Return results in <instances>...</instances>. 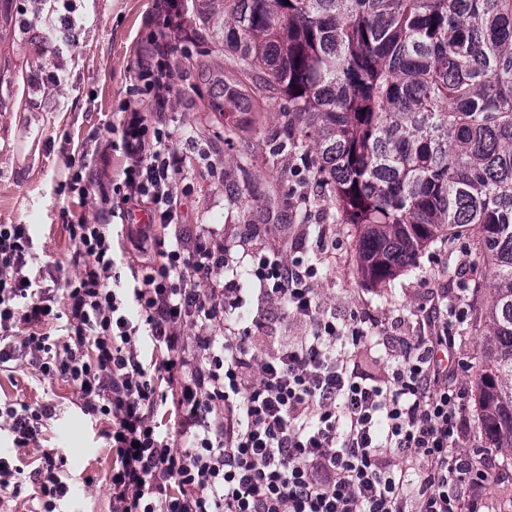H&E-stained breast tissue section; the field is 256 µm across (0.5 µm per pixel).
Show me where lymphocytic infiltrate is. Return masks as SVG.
I'll return each mask as SVG.
<instances>
[{
  "mask_svg": "<svg viewBox=\"0 0 512 512\" xmlns=\"http://www.w3.org/2000/svg\"><path fill=\"white\" fill-rule=\"evenodd\" d=\"M188 2L168 0L136 61L128 94L154 113L130 110L113 130L128 165L104 222L70 226L84 262L64 283L62 308L25 272L28 225L0 224V366L30 356L42 375H64L89 412L111 417L112 512H491L456 349L465 298L421 307L427 333L383 337L387 363L370 379L350 367L366 317L337 318L315 292L316 265L301 258L242 252L251 280L237 288L223 281L229 249L177 233L122 279L125 252L111 221L131 220L138 203L149 205L152 223L182 221L174 187L189 160L166 110L176 82L171 43L196 48ZM277 304L302 335L260 336ZM243 308L251 326L224 322ZM47 319L69 326L63 352L47 336L20 333ZM190 323L203 335L187 338ZM216 324L223 335H209ZM167 404L174 423L164 428L156 415ZM54 414L49 404L0 408L19 448ZM24 474L39 486L42 512H57L69 487L53 457L27 473L0 455V478H13V491Z\"/></svg>",
  "mask_w": 512,
  "mask_h": 512,
  "instance_id": "1",
  "label": "lymphocytic infiltrate"
}]
</instances>
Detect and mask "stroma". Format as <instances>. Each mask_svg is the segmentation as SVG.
Here are the masks:
<instances>
[{"label": "stroma", "mask_w": 512, "mask_h": 512, "mask_svg": "<svg viewBox=\"0 0 512 512\" xmlns=\"http://www.w3.org/2000/svg\"><path fill=\"white\" fill-rule=\"evenodd\" d=\"M161 2L73 0L74 43L59 53L60 23L37 0H0V15L9 25L0 44V224L29 225L31 274L40 287H61L76 274L77 248L66 224L81 217L100 220L102 200L111 196L125 165L111 147V128L122 117L134 62L158 26ZM191 60L172 46L169 61L181 67L183 79L170 96L169 116L186 136L208 147L211 157L196 159L175 188L183 234L211 232L235 253L246 246L304 257L316 263L319 294L338 316L353 311L377 316L394 336L417 331L419 307L436 294L456 296L462 275L444 246L430 248L417 268L385 286L364 282L357 270L355 226L324 224L332 199L315 181L300 182L299 157L276 152L280 94L268 93L259 115L213 111ZM51 70L58 81L47 80ZM243 154L254 161L247 174L237 166ZM83 165L93 185L79 199L69 193L68 183ZM321 231L328 242L323 252L317 247ZM48 402L56 412L38 441L18 451L12 435L0 429V452H18L26 465L46 453L62 463L70 492L60 501V512H112L106 423L85 411L64 378L41 376L26 363L0 369V403L35 409ZM470 434L476 464L492 476L494 512H512V473L503 467L504 452L487 447L478 426H471Z\"/></svg>", "instance_id": "obj_1"}]
</instances>
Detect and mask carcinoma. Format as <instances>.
I'll return each instance as SVG.
<instances>
[{
  "label": "carcinoma",
  "mask_w": 512,
  "mask_h": 512,
  "mask_svg": "<svg viewBox=\"0 0 512 512\" xmlns=\"http://www.w3.org/2000/svg\"><path fill=\"white\" fill-rule=\"evenodd\" d=\"M197 20L241 77L208 75L216 111L286 105L280 130L327 218L358 229V270L383 286L437 242L483 268L463 287L476 360L474 418L512 454V0H198Z\"/></svg>",
  "instance_id": "1"
}]
</instances>
